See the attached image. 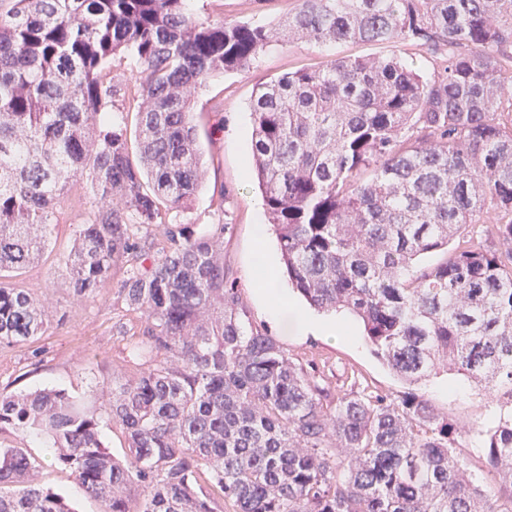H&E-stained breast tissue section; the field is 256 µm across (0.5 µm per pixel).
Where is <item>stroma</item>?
Returning a JSON list of instances; mask_svg holds the SVG:
<instances>
[{
	"mask_svg": "<svg viewBox=\"0 0 512 512\" xmlns=\"http://www.w3.org/2000/svg\"><path fill=\"white\" fill-rule=\"evenodd\" d=\"M297 0H188V9L202 20L227 22L259 20L277 27L270 44L241 72L211 77L194 94V119L202 153V183L185 208L170 211L168 221L195 232L208 225H224L222 253L229 281L248 312L254 329L274 336L289 357L302 366H316L324 386L343 394L357 386L373 393L400 399L405 384L377 358L354 325V338L327 341L295 332L297 313L306 302L289 291V303L278 321L267 317L257 295L259 280L254 254L255 227L267 223L262 193L251 170V145L241 140V128L251 127L249 103L262 84L300 69L316 68L331 59L373 60L397 56L412 64L423 78L441 70L443 56L412 43L323 42L279 30L281 19L296 10ZM83 215L65 211L59 217L44 253L20 279L34 290L48 316L44 334L14 347H0V393L16 394L43 388L66 390L77 402L104 413L112 387L122 385L138 373L129 357L131 328L135 314L126 310L118 292L126 265L117 261L112 281L93 298L77 303L67 256L81 230ZM126 324L127 333L116 331ZM434 410L461 426L465 435L459 453L484 489L496 484V476L485 466V433L493 422V410L467 379L440 374L416 388ZM5 443L24 448L41 461L38 485L60 494L72 512H101L99 502L87 495L64 470L53 462L54 451L38 440L8 435Z\"/></svg>",
	"mask_w": 512,
	"mask_h": 512,
	"instance_id": "stroma-1",
	"label": "stroma"
}]
</instances>
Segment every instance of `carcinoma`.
I'll use <instances>...</instances> for the list:
<instances>
[{
  "instance_id": "cac0c4a2",
  "label": "carcinoma",
  "mask_w": 512,
  "mask_h": 512,
  "mask_svg": "<svg viewBox=\"0 0 512 512\" xmlns=\"http://www.w3.org/2000/svg\"><path fill=\"white\" fill-rule=\"evenodd\" d=\"M187 0H0V346L40 336L29 288L6 284L48 242L72 186L97 196L67 262L74 297L119 286L138 315V375L105 410L61 389L0 394V434L43 437L102 512H512V0H299L284 27L316 42L408 41L446 51L425 81L405 62L336 59L255 93L254 173L286 278L319 311L358 320L415 386L471 381L494 409L495 499L455 453L461 428L407 392L333 395L275 338L246 330L228 284L225 225L195 235L167 214L199 188L194 93L241 71L274 29L200 20ZM136 62V150L114 123L116 56ZM482 229L499 248L469 239ZM161 237L144 246L134 230ZM444 259L420 262L434 252ZM41 462L0 448V512H70L34 484ZM143 487L141 500L125 494Z\"/></svg>"
}]
</instances>
